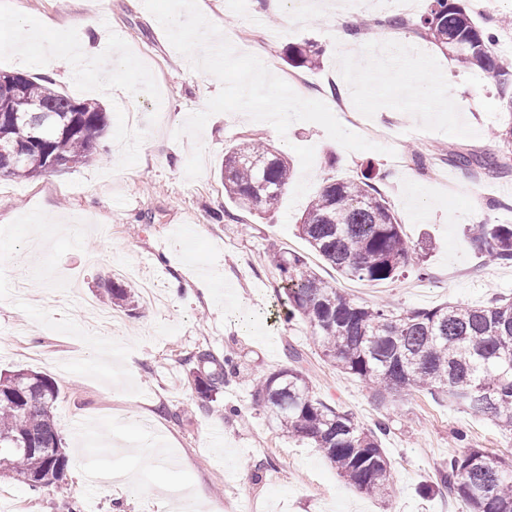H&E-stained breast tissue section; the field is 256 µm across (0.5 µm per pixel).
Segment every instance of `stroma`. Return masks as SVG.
<instances>
[{"instance_id": "stroma-1", "label": "stroma", "mask_w": 512, "mask_h": 512, "mask_svg": "<svg viewBox=\"0 0 512 512\" xmlns=\"http://www.w3.org/2000/svg\"><path fill=\"white\" fill-rule=\"evenodd\" d=\"M291 3L281 0L275 11L260 10L254 0H199L198 6L206 17L224 21V36L238 52L261 48L266 67L281 78L290 71L283 60L288 44H316L320 65L300 69L306 81L300 96L332 108L336 100L327 89L333 79L348 87L371 84L360 100L370 122L382 127L399 119L395 145L415 146L421 161L396 169L387 154L337 148L318 124L293 122L282 137L243 113L212 115L200 140L174 139L181 118L203 111L221 84L191 68L142 0H101L99 38L126 60L111 86L103 72L68 68L70 48L84 39L87 0H0V70L22 68L7 19L55 16L61 27L57 64L49 73L31 70V77L73 98L94 100L109 116L87 162L29 180L0 178V373L24 369L56 381L54 419L68 456L62 493L0 476V493L29 502V512H163L154 489L162 480L201 489L208 503L199 512L228 502L248 504L253 512H464L461 501L437 488L442 463L469 446L512 459V435L490 417L471 416L425 392L377 394L324 361L309 329L299 320L285 321L288 302L270 261L273 252H296L366 305L413 310L512 297V264L489 262L472 240L474 225H512V174L478 181L435 158L437 146L448 142L497 152L490 133L502 123L503 79L458 68L418 34L413 15L403 30L358 33L362 53L342 64L347 47L337 8L300 20ZM423 83L428 98L412 97ZM251 133L283 153L293 169L269 212L236 208L218 176L225 150ZM198 145L204 170L190 181L185 167ZM370 164L388 171L378 188L425 272L410 264L391 281H351L299 236V218L321 187L356 177ZM411 173L420 183L408 182ZM39 212L51 222L38 235L31 217ZM37 235L44 248L34 253L28 245ZM203 267L220 281L206 294L197 287ZM116 272L133 286L153 279L164 303H143L124 314L106 337L119 361L96 360L81 329L79 304L84 297L98 300L103 282ZM292 348L298 361L288 356ZM204 350L219 359L233 354L237 362L209 401L195 385L196 377L213 370L196 361ZM124 357L135 371L123 369ZM291 364L307 377L315 398L361 425H388L382 442L392 481L385 500L358 491L321 449L283 433L253 399L258 378ZM91 425L114 432L124 444L150 430L161 433L174 468L117 453L105 438L83 448V429ZM459 429L467 432L466 442L456 440ZM216 431L224 434L219 446L210 442ZM91 457L138 469L142 485L102 489L80 464Z\"/></svg>"}]
</instances>
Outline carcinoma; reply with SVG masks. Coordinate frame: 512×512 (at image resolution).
<instances>
[{"label":"carcinoma","instance_id":"obj_1","mask_svg":"<svg viewBox=\"0 0 512 512\" xmlns=\"http://www.w3.org/2000/svg\"><path fill=\"white\" fill-rule=\"evenodd\" d=\"M417 29L463 69L499 76L512 74L509 57L498 49V33L479 25L461 0H428ZM320 51L312 42L290 44L283 60L312 69ZM26 99L39 108L0 123V145H27L33 162L7 164L0 156V177L33 179L48 169L87 161L108 127L107 112L91 100H75L28 79ZM508 122L492 130L506 151L481 154L459 145L440 160L475 178L512 173V96ZM288 160L263 141L247 137L224 154L220 177L224 193L240 208L269 210L290 182ZM388 173L372 164L361 177L332 181L306 206L298 224L309 247L344 276L360 281L392 280L409 262L408 241L389 203L373 184ZM493 262H512V225L478 224L472 235ZM279 291L287 300L286 319L306 322L323 357L379 394L425 391L475 415L496 419L512 434V300L486 306L443 304L399 311L390 304H358L321 278L295 253H273ZM103 296L129 311L139 303L132 287L118 277L104 285ZM232 360L197 382L198 393L212 397L225 381ZM56 382L37 372L18 370L0 376V468L33 488L59 487L68 464L55 427ZM281 428L311 440L339 474L360 492L381 497L391 469L382 448L387 427L357 425L349 413L315 398L301 371L286 367L257 382L253 391ZM438 483L463 502L466 512H512V468L480 448L452 456L439 470Z\"/></svg>","mask_w":512,"mask_h":512}]
</instances>
